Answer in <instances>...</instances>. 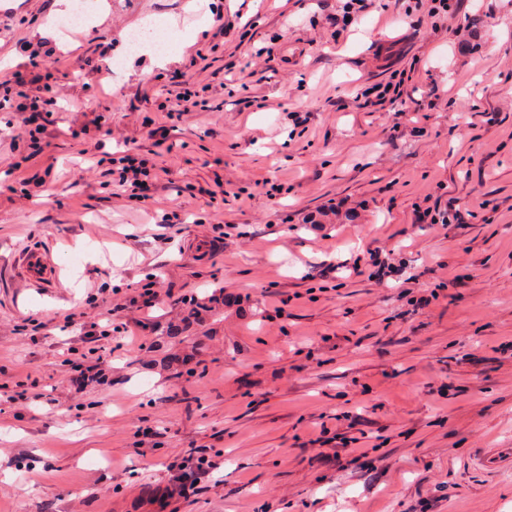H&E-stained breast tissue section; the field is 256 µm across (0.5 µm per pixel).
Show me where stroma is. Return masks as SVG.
Returning a JSON list of instances; mask_svg holds the SVG:
<instances>
[{
	"label": "stroma",
	"instance_id": "obj_1",
	"mask_svg": "<svg viewBox=\"0 0 512 512\" xmlns=\"http://www.w3.org/2000/svg\"><path fill=\"white\" fill-rule=\"evenodd\" d=\"M189 2L96 0L83 26L48 35L55 0H0V80L39 50L55 99L34 156L14 101L0 102V385L53 396L0 395V512H151L167 466L193 448L218 452L219 468L172 512H512V467L474 459L512 448V0H462L417 30L411 0H372L346 27L326 19L345 0ZM151 19L193 34L162 65L127 48ZM396 69L417 88L402 114L357 106ZM181 83L203 104L173 120ZM433 84L448 96L430 110L419 91ZM99 141L148 159L150 200L91 165ZM428 196L459 199L469 222L412 228ZM340 200L353 220L305 223ZM378 239L402 269L385 288L352 272ZM33 245L52 251L55 287L20 279ZM461 264L467 278L412 310L416 286ZM149 281L162 302L125 312L147 329L112 341L111 384L70 391L64 315L96 322L88 293ZM218 287L240 304L168 334L179 297ZM185 346L201 373L176 383ZM351 415L374 468L308 445ZM145 426L158 433L148 459ZM477 461L486 470H496L505 462L512 464V448H484L478 453Z\"/></svg>",
	"mask_w": 512,
	"mask_h": 512
}]
</instances>
